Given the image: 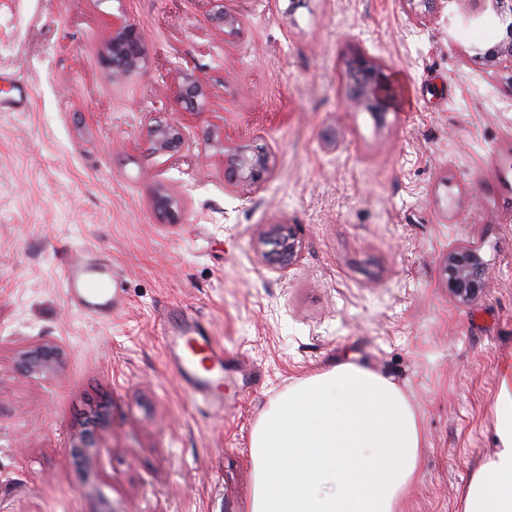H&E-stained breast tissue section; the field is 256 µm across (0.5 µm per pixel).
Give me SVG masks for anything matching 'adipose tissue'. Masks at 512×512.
Returning a JSON list of instances; mask_svg holds the SVG:
<instances>
[{
  "label": "adipose tissue",
  "instance_id": "obj_1",
  "mask_svg": "<svg viewBox=\"0 0 512 512\" xmlns=\"http://www.w3.org/2000/svg\"><path fill=\"white\" fill-rule=\"evenodd\" d=\"M491 415L498 449L463 487L461 512H512V356L497 366ZM425 441L401 388L334 364L272 399L254 427L247 512H399Z\"/></svg>",
  "mask_w": 512,
  "mask_h": 512
}]
</instances>
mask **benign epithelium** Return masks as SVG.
Instances as JSON below:
<instances>
[{
	"label": "benign epithelium",
	"mask_w": 512,
	"mask_h": 512,
	"mask_svg": "<svg viewBox=\"0 0 512 512\" xmlns=\"http://www.w3.org/2000/svg\"><path fill=\"white\" fill-rule=\"evenodd\" d=\"M208 6L211 23L224 31L237 30L239 19L224 10V0H202ZM406 3H418L421 10L416 19L422 25L431 23L445 8L449 0H404ZM101 62L107 75L119 82L140 70L146 57L143 38L139 28L124 15L112 17L110 33L100 51ZM386 65L364 54L355 55L344 73L349 87L356 91H347V106L355 111L369 107L386 108L389 85L385 74ZM177 99L187 114L199 111L207 97V87L202 79L192 73H185L177 85ZM149 138L157 152L170 153L185 146L182 125L178 121L159 120L149 129ZM272 156L261 155L246 157L233 155L225 171V179L233 184L245 187L259 185L272 172ZM272 243L273 248L264 253L271 262L289 264L299 252V241L282 228H276L262 244ZM448 291L461 304L477 299L485 290L488 269L478 250L471 245L458 244L448 249L444 262ZM20 368L30 374L50 377L57 374L63 366V351L54 344L40 338L31 340L19 352Z\"/></svg>",
	"instance_id": "obj_1"
}]
</instances>
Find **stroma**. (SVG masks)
I'll return each instance as SVG.
<instances>
[{
	"label": "stroma",
	"instance_id": "stroma-1",
	"mask_svg": "<svg viewBox=\"0 0 512 512\" xmlns=\"http://www.w3.org/2000/svg\"><path fill=\"white\" fill-rule=\"evenodd\" d=\"M0 0V512H247L251 433L270 399L341 360L403 389L423 421L401 512H458L497 439L498 362L512 355V90L485 49L512 14L471 0L421 25L402 0ZM140 29L146 65L124 83L99 51L112 16ZM407 89L383 121L348 112L347 51ZM189 71L208 86L176 154L148 131L178 112ZM24 107H13L18 91ZM275 159L258 188L224 179L241 151ZM163 187L180 205L159 213ZM300 242L266 262L275 226ZM475 247L478 300L448 293L443 261ZM88 255L125 298L112 319L67 304L61 270ZM187 315L224 347L225 409L166 362ZM40 337L54 378L20 372ZM92 432L96 465L71 446ZM204 2L208 6V16L211 23L219 28L228 30V32H234L237 30L239 19L236 15L224 10L223 0H199Z\"/></svg>",
	"mask_w": 512,
	"mask_h": 512
}]
</instances>
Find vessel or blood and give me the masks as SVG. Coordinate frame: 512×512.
<instances>
[{
    "label": "vessel or blood",
    "mask_w": 512,
    "mask_h": 512,
    "mask_svg": "<svg viewBox=\"0 0 512 512\" xmlns=\"http://www.w3.org/2000/svg\"><path fill=\"white\" fill-rule=\"evenodd\" d=\"M70 302L97 316H108L122 305L116 280L108 268L88 258H78L63 269ZM167 362L196 399L214 409L224 402L215 391L224 377V348L207 336L195 318L183 317L165 336Z\"/></svg>",
    "instance_id": "vessel-or-blood-1"
}]
</instances>
